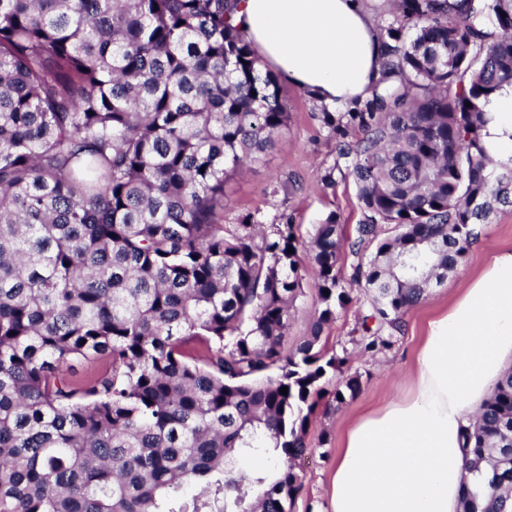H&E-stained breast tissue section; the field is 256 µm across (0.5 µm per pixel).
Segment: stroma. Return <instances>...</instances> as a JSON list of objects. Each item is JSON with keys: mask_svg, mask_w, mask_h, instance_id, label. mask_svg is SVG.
<instances>
[{"mask_svg": "<svg viewBox=\"0 0 512 512\" xmlns=\"http://www.w3.org/2000/svg\"><path fill=\"white\" fill-rule=\"evenodd\" d=\"M280 95L287 107L288 125L262 161L228 183L224 221L236 224L249 214L266 225H300L299 253L305 258L309 255L313 225L331 215L337 223L351 227L363 220L357 188L348 173L349 161L338 153L339 143H355L359 133L357 126L347 120L336 129L325 125V105L298 88L281 85ZM503 249H512V209L508 207L491 216L479 241L455 271L406 312L396 343L382 354L361 355L352 341V331L366 309L361 300H353L325 327L329 353L347 357L345 371L360 377L361 391L339 411L327 414L319 408L310 416L307 451L297 468L302 488L295 512H327L332 494L331 472L342 430L358 414L405 392V373L413 362L426 320L448 304L470 274Z\"/></svg>", "mask_w": 512, "mask_h": 512, "instance_id": "35a3bbf8", "label": "stroma"}]
</instances>
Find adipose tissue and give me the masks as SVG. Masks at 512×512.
<instances>
[{"label":"adipose tissue","mask_w":512,"mask_h":512,"mask_svg":"<svg viewBox=\"0 0 512 512\" xmlns=\"http://www.w3.org/2000/svg\"><path fill=\"white\" fill-rule=\"evenodd\" d=\"M235 22L279 79L317 102L369 97L386 39L358 0H241ZM493 161L512 158V90L488 107ZM512 360V250L494 255L427 321L398 400L343 431L331 512H458L464 430Z\"/></svg>","instance_id":"1"}]
</instances>
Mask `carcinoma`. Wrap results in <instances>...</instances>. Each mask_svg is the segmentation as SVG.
<instances>
[{
    "mask_svg": "<svg viewBox=\"0 0 512 512\" xmlns=\"http://www.w3.org/2000/svg\"><path fill=\"white\" fill-rule=\"evenodd\" d=\"M399 2L414 32L389 29L390 81L339 151L364 222L314 225L318 316L290 349L298 227L224 223L225 185L288 126L239 0H0V512H294L310 415L361 387L325 325L357 287L361 351L390 349L512 206L483 144L512 0ZM469 440L460 512H512V370ZM109 367L107 358L95 360H74L69 365V377L75 381L83 382L97 377Z\"/></svg>",
    "mask_w": 512,
    "mask_h": 512,
    "instance_id": "obj_1",
    "label": "carcinoma"
}]
</instances>
